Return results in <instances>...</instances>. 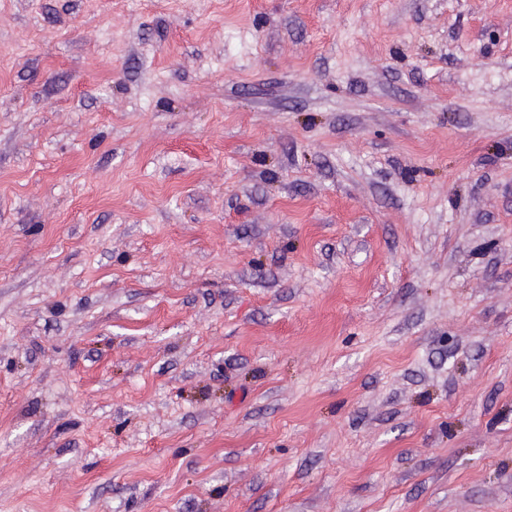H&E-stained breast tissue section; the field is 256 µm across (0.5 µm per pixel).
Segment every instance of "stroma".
<instances>
[{
	"mask_svg": "<svg viewBox=\"0 0 512 512\" xmlns=\"http://www.w3.org/2000/svg\"><path fill=\"white\" fill-rule=\"evenodd\" d=\"M0 512H512V0H0Z\"/></svg>",
	"mask_w": 512,
	"mask_h": 512,
	"instance_id": "stroma-1",
	"label": "stroma"
}]
</instances>
